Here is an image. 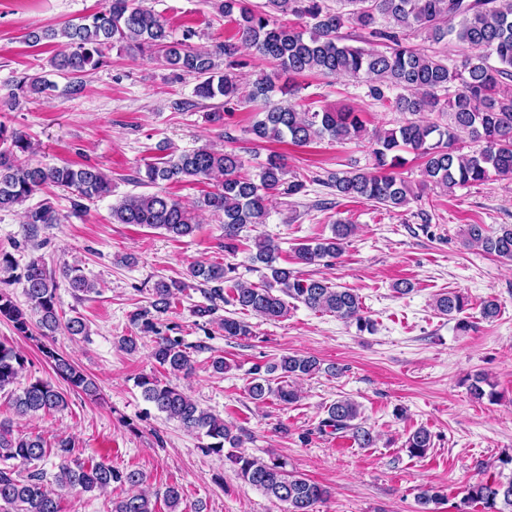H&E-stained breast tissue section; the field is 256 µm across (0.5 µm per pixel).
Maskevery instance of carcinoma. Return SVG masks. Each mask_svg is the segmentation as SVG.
Returning a JSON list of instances; mask_svg holds the SVG:
<instances>
[{
  "label": "carcinoma",
  "mask_w": 512,
  "mask_h": 512,
  "mask_svg": "<svg viewBox=\"0 0 512 512\" xmlns=\"http://www.w3.org/2000/svg\"><path fill=\"white\" fill-rule=\"evenodd\" d=\"M351 9L335 11L324 0H264L251 6L246 0H213V8L225 18H233L238 39L226 41L215 49H203L190 43L195 32L186 30L182 38L172 36L168 24L140 0H105L103 8L79 23H64L31 35L32 42L58 40L65 50L50 59L52 73L69 79V92L81 93L84 83L77 80L107 63L116 49L142 57L159 58L177 77L191 76L197 84L195 96L202 99L224 97L225 112H232L244 101L260 100L259 119L250 133L257 142L290 141L307 146L325 137L340 141L366 139L371 147L373 167L333 174L328 185L342 197L363 199L390 208L403 207L419 198L411 182L399 169L406 164L402 153H411L421 161L419 189L429 186L443 192L487 180L491 175L512 178V96L501 92L505 81H512V4L507 0H344ZM292 15L303 25L280 23L275 15ZM386 25L376 27L377 17ZM369 30L383 49H364L343 43L340 35L346 24ZM422 32L433 43L449 41L466 47L467 52L453 64L428 53L409 41V33ZM273 65L270 71L257 73L248 93L241 92L236 70L247 66L240 59L241 48ZM317 72L369 82V96L389 104L397 112L412 118L391 129L367 131L359 113L328 109L312 111L300 108L290 97L298 93L296 85L280 83L290 78ZM15 92L9 106L18 104L19 94H40L56 87L43 76L23 75L14 79ZM433 112L447 122L416 121L413 116ZM474 149L464 151V144ZM34 149L22 131L0 121V210L23 209L22 223L34 231L39 225L60 224L63 216L54 203L44 198L28 206L37 191L59 187L72 195V209L81 212L87 203L112 195V179L93 165H43L32 159ZM288 171L281 155L272 152L258 171L244 172L242 157L234 150H217L203 145L173 155L164 162L149 164L145 176L137 182L160 185L173 181L212 182L214 190L205 194L198 206L224 216V252L233 255L241 233L262 224L268 215V203L284 190L296 194L305 187L301 179L286 180ZM112 220L118 224H136L164 231L173 238L186 237L196 229L195 216L181 201L163 193L126 195L112 205ZM355 227L341 219L332 224V236L294 248L295 263L303 266L331 263L339 258ZM464 240L501 260L512 261V225L492 228L486 224H468ZM255 252L249 260L270 271L259 285L247 284L232 276L231 263H210L189 268L187 276L212 287L203 290L205 305L193 309L195 316L217 322L229 338L251 335L247 322L233 318H215L225 301L224 284H230L232 303L239 309L268 321L288 313L287 299L312 311L330 313L355 321L359 331L371 330L372 322L361 314L359 296L325 278H302L298 271L277 266L279 245L271 238L254 240ZM0 269L12 273L21 285L27 308H21L7 288H0V319L13 324L18 334L29 336L32 327L40 335L52 336L64 329L71 336L88 335L83 318L64 321L58 310L56 274L42 257L30 255L19 265L8 252H0ZM62 277L76 292L94 288L78 268H63ZM185 283L161 280L155 284L148 305L137 308L131 321L141 332L154 335L152 356L170 372L190 373L193 364L186 347L177 338L161 334L158 321L172 309L176 293ZM469 306L467 297L456 290L437 295L434 309L456 321V330L466 334L475 328L462 316ZM43 356L55 373L70 388L89 396L97 393L95 381L51 346H43ZM26 357L13 346L0 343V392L8 391L9 403L19 417L60 412L68 407L66 395L51 382L29 378L17 384ZM334 375L336 366L326 368L314 356L289 354L256 367L247 386L248 396L257 403L269 399L283 405L299 400L290 380L312 376L321 371ZM143 398L190 433L212 439L207 450L221 455L224 448L238 447L240 438L224 419L204 410L176 386L153 375L136 380ZM473 399L493 403L498 400L493 384L476 375L469 384ZM359 405L348 397L331 403L319 431L348 437L360 448H370L376 436L356 423ZM433 447L431 432L420 427L409 433L404 443L409 456L423 458ZM58 458V471L47 479L35 468L49 456ZM229 460L238 478L287 505L288 512H319L329 491L322 485L286 470L277 458L267 461L242 453ZM512 454L498 458L497 472L464 489L463 503L478 505L484 512H512ZM144 484L143 473L119 470L102 462H84L75 442L67 437L54 443L37 435L22 434L9 421H0V512H61V491L78 489L84 493H106L114 487L132 492L112 501V512H156ZM447 499L443 487L427 485L417 494V512H438Z\"/></svg>",
  "instance_id": "cac0c4a2"
}]
</instances>
